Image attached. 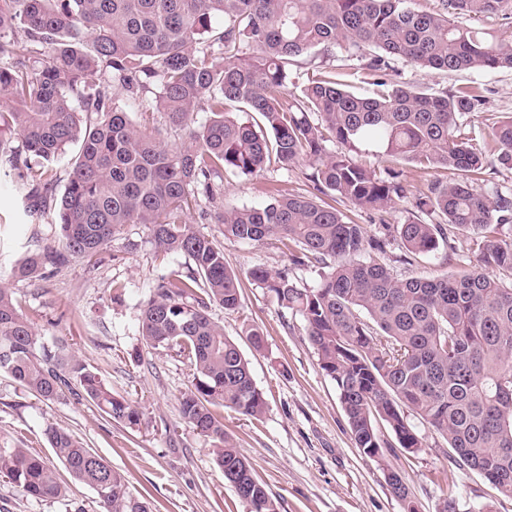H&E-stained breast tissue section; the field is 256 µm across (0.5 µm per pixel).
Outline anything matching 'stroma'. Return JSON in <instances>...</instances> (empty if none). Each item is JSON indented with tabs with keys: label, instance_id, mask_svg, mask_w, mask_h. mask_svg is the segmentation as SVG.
<instances>
[{
	"label": "stroma",
	"instance_id": "stroma-1",
	"mask_svg": "<svg viewBox=\"0 0 512 512\" xmlns=\"http://www.w3.org/2000/svg\"><path fill=\"white\" fill-rule=\"evenodd\" d=\"M320 64L349 65L348 85L356 94L377 90L360 60L341 48L332 58L316 53L296 59L289 66L290 81L303 84ZM398 78L435 94L476 86L487 99L483 117L512 113V70L440 72L403 65ZM357 159L379 172L400 171L413 193L449 178L447 170L425 169L369 145L361 147ZM309 172L304 163L286 169L273 164L252 176L226 172L224 199L258 207L277 192L307 196L312 192ZM53 220L49 213L30 219L17 173L0 168V285L10 288L21 312L48 340L65 341L115 395L133 400L141 420L131 428L118 424L90 399L70 392L40 401L0 372V448L37 452L66 490L62 500L35 499L0 478V512H100L95 492L76 481L50 448L45 429L51 424L104 458L152 512H250L225 483L211 444L181 419L180 399L193 379L190 363L171 349L147 346L140 333L141 308L154 288L161 279L187 274L191 260L179 253L156 254L144 227L127 224L98 260L74 258L37 280L12 278L19 259L53 240ZM453 246L451 252L422 255L408 265L401 263L403 251L395 242L384 261L401 276L452 274L474 259L471 237L457 236ZM286 261L274 243L225 241L224 262L243 277L241 305L233 313L217 304L208 308L211 320L249 361L266 401L257 420L224 410V431L251 463L278 512H407L411 505L417 512H437L449 495L458 512H512V498L499 495L413 411L405 416L423 438L417 453L398 450L377 461L356 448L336 383L320 368L302 318L246 278L254 267H280ZM117 286L123 290L118 303L111 299ZM253 329L263 336L262 350L250 343ZM391 471L402 477L408 500L392 493Z\"/></svg>",
	"mask_w": 512,
	"mask_h": 512
}]
</instances>
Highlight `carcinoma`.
I'll use <instances>...</instances> for the list:
<instances>
[{"instance_id":"obj_1","label":"carcinoma","mask_w":512,"mask_h":512,"mask_svg":"<svg viewBox=\"0 0 512 512\" xmlns=\"http://www.w3.org/2000/svg\"><path fill=\"white\" fill-rule=\"evenodd\" d=\"M412 0H0V166L30 177L65 156L68 177L54 205L58 246L39 248L12 269L37 279L71 258H92L124 224L144 225L160 254L180 253L192 272L159 283L141 309L146 344L177 350L193 366L182 420L209 441L224 481L250 499V512H277L275 500L224 432L229 408L257 419L266 408L248 360L207 314L240 306V276L224 250L187 223L221 191L224 171L253 175L275 161L307 162L316 197L278 194L259 207L227 203L211 214L225 238L274 240L290 265L247 277L303 319L321 369L336 382L357 447L418 451L423 438L404 418L416 412L468 466L512 497V189L487 174L512 171V115L487 126L479 149L467 132L485 104L478 87L442 95L394 82L396 64L435 70H512V0H444L419 11ZM220 19L223 25L214 27ZM368 51L365 69L382 91L350 92L342 74L314 70L289 87L293 59L336 48ZM151 97L169 144L138 127L113 90ZM210 113L194 125L198 110ZM260 115L257 127L241 114ZM19 144H13V137ZM338 150L329 152L326 142ZM372 144L386 156L443 168L453 178L414 195L415 214L396 227L404 257L451 247L472 235L475 263L456 275L399 278L383 258L391 237L371 238L336 208L388 213L407 197L401 173L381 176L356 160ZM54 182L26 194L39 218ZM317 269L299 288L291 267ZM0 371L44 401L74 387L107 417L133 427L140 411L96 373L47 341L0 286ZM57 459L94 490L102 512H151L125 478L69 432L45 430ZM0 476L37 499L65 490L38 455L0 448Z\"/></svg>"}]
</instances>
